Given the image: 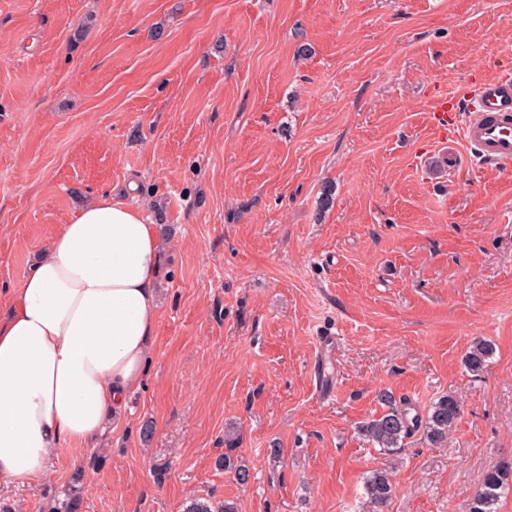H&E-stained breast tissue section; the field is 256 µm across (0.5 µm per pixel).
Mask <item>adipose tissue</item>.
I'll return each instance as SVG.
<instances>
[{"instance_id": "adipose-tissue-1", "label": "adipose tissue", "mask_w": 512, "mask_h": 512, "mask_svg": "<svg viewBox=\"0 0 512 512\" xmlns=\"http://www.w3.org/2000/svg\"><path fill=\"white\" fill-rule=\"evenodd\" d=\"M160 262L158 226L107 195L50 239L0 319V477L32 486L104 436L146 373Z\"/></svg>"}]
</instances>
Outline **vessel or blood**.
<instances>
[{"mask_svg": "<svg viewBox=\"0 0 512 512\" xmlns=\"http://www.w3.org/2000/svg\"><path fill=\"white\" fill-rule=\"evenodd\" d=\"M431 109L432 136L439 143L459 139L479 163H512V75L484 81L459 96L434 95ZM335 346V337H321V357L314 363L317 383L326 393L332 392L333 386L325 372L324 358Z\"/></svg>", "mask_w": 512, "mask_h": 512, "instance_id": "vessel-or-blood-1", "label": "vessel or blood"}]
</instances>
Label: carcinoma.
Masks as SVG:
<instances>
[{
	"label": "carcinoma",
	"instance_id": "carcinoma-1",
	"mask_svg": "<svg viewBox=\"0 0 512 512\" xmlns=\"http://www.w3.org/2000/svg\"><path fill=\"white\" fill-rule=\"evenodd\" d=\"M493 354L491 344L479 340L463 357L464 367L473 375L482 374L488 367V360ZM386 410L378 417L372 418L360 426V432L373 446L383 451H392L402 446L411 431L418 428L424 438L433 446L447 442L448 432L460 417L463 407L461 400L454 394H444L435 399L422 417L411 414L409 409L396 404L393 395L383 391L378 395ZM218 466L234 472L241 484L248 483V467L234 461L229 454L218 459ZM84 472L76 470L70 479L73 493L68 495L61 506L50 507V512H81V500L78 488L82 485ZM512 486V460H503L494 469L488 471L481 479L474 493L470 512H497V505L504 490ZM365 494L369 499L372 512H388L395 494L392 480V467L387 466L370 472L364 481ZM184 512H237L230 501L213 507L210 502L192 499Z\"/></svg>",
	"mask_w": 512,
	"mask_h": 512
}]
</instances>
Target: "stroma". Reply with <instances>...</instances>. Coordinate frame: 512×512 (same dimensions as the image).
Listing matches in <instances>:
<instances>
[{"label": "stroma", "instance_id": "obj_1", "mask_svg": "<svg viewBox=\"0 0 512 512\" xmlns=\"http://www.w3.org/2000/svg\"><path fill=\"white\" fill-rule=\"evenodd\" d=\"M509 71L512 0H0V316L97 196L164 242L142 385L103 443L0 478V512H47L79 467L82 512H371L382 390L463 402L447 444L399 448L390 512H469L512 458V165L424 155L436 92ZM336 343V337L334 336H320V356L315 361L313 369L317 378V386L319 385L324 393H331L334 390L325 372L324 358L333 352ZM493 354L491 344L477 341L463 357L464 367L473 375L482 374L488 367V360Z\"/></svg>", "mask_w": 512, "mask_h": 512}]
</instances>
